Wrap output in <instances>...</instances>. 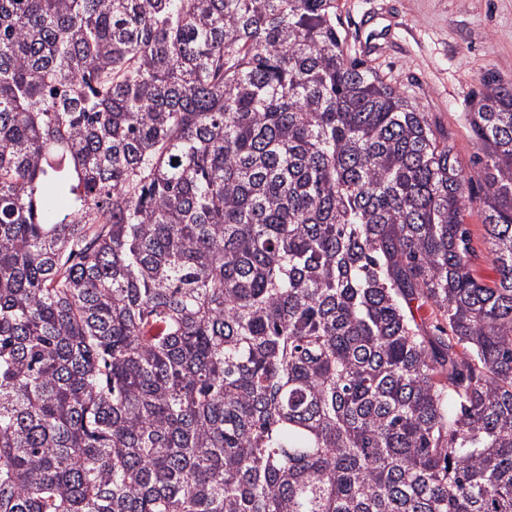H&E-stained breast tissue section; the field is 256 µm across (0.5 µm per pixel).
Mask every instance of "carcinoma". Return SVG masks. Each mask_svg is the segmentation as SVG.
Masks as SVG:
<instances>
[{
    "label": "carcinoma",
    "instance_id": "1",
    "mask_svg": "<svg viewBox=\"0 0 512 512\" xmlns=\"http://www.w3.org/2000/svg\"><path fill=\"white\" fill-rule=\"evenodd\" d=\"M466 167L336 0H0V512H512V82Z\"/></svg>",
    "mask_w": 512,
    "mask_h": 512
}]
</instances>
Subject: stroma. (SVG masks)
Returning <instances> with one entry per match:
<instances>
[{
  "label": "stroma",
  "mask_w": 512,
  "mask_h": 512,
  "mask_svg": "<svg viewBox=\"0 0 512 512\" xmlns=\"http://www.w3.org/2000/svg\"><path fill=\"white\" fill-rule=\"evenodd\" d=\"M341 31L366 59L451 132L474 185L466 222L484 251L481 167L466 120L488 77L512 81V0H337Z\"/></svg>",
  "instance_id": "stroma-1"
}]
</instances>
